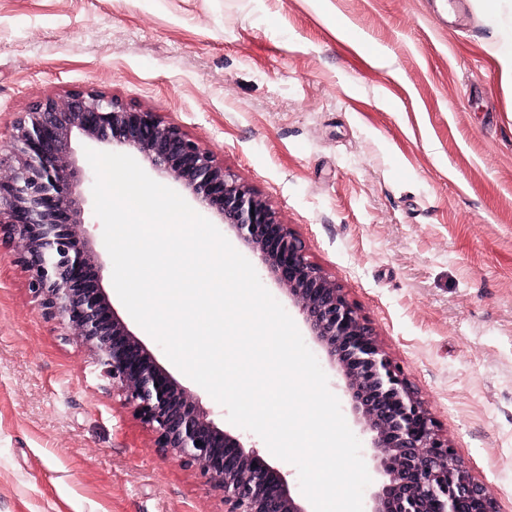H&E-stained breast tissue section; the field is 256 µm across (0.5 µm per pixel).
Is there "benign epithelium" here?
<instances>
[{
	"label": "benign epithelium",
	"instance_id": "1",
	"mask_svg": "<svg viewBox=\"0 0 512 512\" xmlns=\"http://www.w3.org/2000/svg\"><path fill=\"white\" fill-rule=\"evenodd\" d=\"M77 134L122 148L171 179L261 259L338 371L351 413L369 435L378 479L368 512H499L343 289L210 151L156 113L102 93L38 102L15 120L9 155H0V234L15 242L41 315L88 351L100 379L154 434L155 447L193 468L224 512L311 510L266 455L215 423L112 305L102 285L106 254L86 229Z\"/></svg>",
	"mask_w": 512,
	"mask_h": 512
}]
</instances>
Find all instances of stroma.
Segmentation results:
<instances>
[{
    "label": "stroma",
    "mask_w": 512,
    "mask_h": 512,
    "mask_svg": "<svg viewBox=\"0 0 512 512\" xmlns=\"http://www.w3.org/2000/svg\"><path fill=\"white\" fill-rule=\"evenodd\" d=\"M512 0H0V145L97 90L299 236L512 512ZM38 312L0 236V512H222Z\"/></svg>",
    "instance_id": "35a3bbf8"
}]
</instances>
